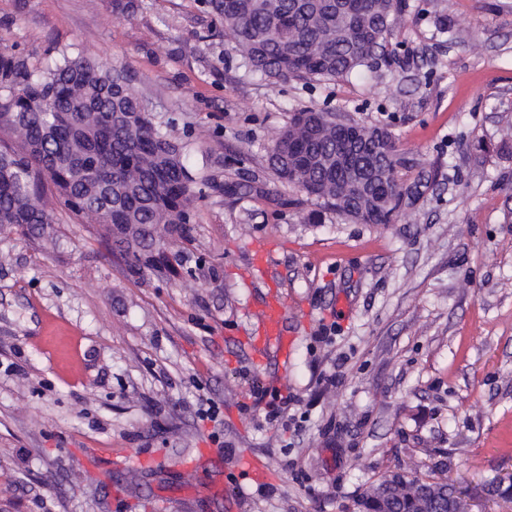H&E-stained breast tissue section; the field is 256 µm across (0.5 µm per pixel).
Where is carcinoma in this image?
I'll use <instances>...</instances> for the list:
<instances>
[{"label":"carcinoma","instance_id":"cac0c4a2","mask_svg":"<svg viewBox=\"0 0 512 512\" xmlns=\"http://www.w3.org/2000/svg\"><path fill=\"white\" fill-rule=\"evenodd\" d=\"M224 27L244 76L267 84L336 81L373 68L384 55L401 0H204ZM336 113H294L275 135L268 169L340 216L355 211L362 224H392L400 214L398 169L405 159L380 128L367 134L388 159L393 177L362 204L336 197ZM0 130L18 145H0V225L42 237L55 196L75 215L105 226L113 250L134 273L169 264V237L186 232L189 203L213 186L184 161L185 146L154 123L123 71L61 51L41 70L0 48ZM384 498L383 476L352 497L348 512H425L419 490L441 483L418 473Z\"/></svg>","mask_w":512,"mask_h":512}]
</instances>
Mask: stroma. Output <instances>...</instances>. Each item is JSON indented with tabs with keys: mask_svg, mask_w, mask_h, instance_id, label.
Here are the masks:
<instances>
[{
	"mask_svg": "<svg viewBox=\"0 0 512 512\" xmlns=\"http://www.w3.org/2000/svg\"><path fill=\"white\" fill-rule=\"evenodd\" d=\"M1 45L34 69L63 49L125 68L217 185L167 240L166 277L54 199L49 236L0 226V512H346L398 469L471 489L512 474V0H404L393 58L320 84L243 80L201 0H0ZM311 106L388 131L399 178L428 177L395 223L340 218L268 170ZM251 177L260 192L220 189ZM258 242L296 337L284 361L238 341L268 292ZM278 393L294 402L271 422Z\"/></svg>",
	"mask_w": 512,
	"mask_h": 512,
	"instance_id": "35a3bbf8",
	"label": "stroma"
}]
</instances>
